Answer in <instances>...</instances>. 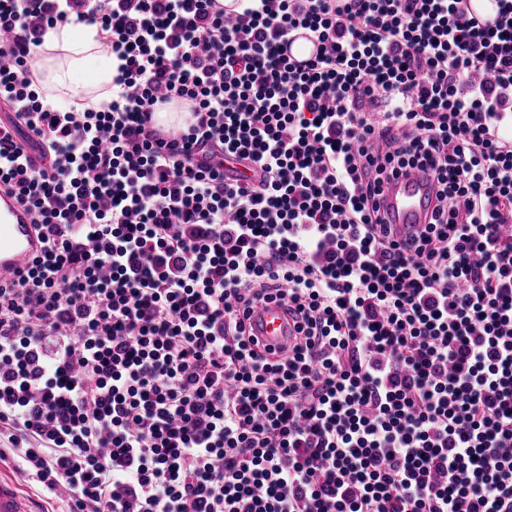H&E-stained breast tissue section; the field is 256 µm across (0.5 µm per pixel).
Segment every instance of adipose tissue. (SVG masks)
I'll use <instances>...</instances> for the list:
<instances>
[{
    "mask_svg": "<svg viewBox=\"0 0 512 512\" xmlns=\"http://www.w3.org/2000/svg\"><path fill=\"white\" fill-rule=\"evenodd\" d=\"M31 67L48 103L83 110L112 98V54L97 26L67 23L48 30Z\"/></svg>",
    "mask_w": 512,
    "mask_h": 512,
    "instance_id": "adipose-tissue-1",
    "label": "adipose tissue"
}]
</instances>
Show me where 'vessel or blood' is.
<instances>
[{
	"mask_svg": "<svg viewBox=\"0 0 512 512\" xmlns=\"http://www.w3.org/2000/svg\"><path fill=\"white\" fill-rule=\"evenodd\" d=\"M317 44L305 33L293 34L284 44V53L299 65L308 50ZM437 191L433 176L421 169L403 173L384 189L380 205L395 231L407 234L428 224ZM44 248L27 209L15 196L0 195V282L15 279ZM253 334L260 345L287 350L293 323L287 307L271 301L259 305L250 319ZM0 512H33L31 502L11 479L0 477Z\"/></svg>",
	"mask_w": 512,
	"mask_h": 512,
	"instance_id": "vessel-or-blood-1",
	"label": "vessel or blood"
}]
</instances>
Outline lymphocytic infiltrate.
<instances>
[{"label": "lymphocytic infiltrate", "mask_w": 512, "mask_h": 512, "mask_svg": "<svg viewBox=\"0 0 512 512\" xmlns=\"http://www.w3.org/2000/svg\"><path fill=\"white\" fill-rule=\"evenodd\" d=\"M0 0V462L68 512H512V0ZM98 25L112 100L45 99ZM304 30V66L283 43ZM188 110L182 126L153 120ZM427 167L407 246L377 198ZM285 303L268 357L246 327ZM31 67L50 104L61 102L79 111L112 99V52L97 25L66 23L49 29ZM84 72L90 78L83 81L78 75ZM43 248L27 209L14 195H0V282L15 279ZM250 322L261 346L276 351L288 349L293 336V323L284 304L271 301L259 305L251 315Z\"/></svg>", "instance_id": "lymphocytic-infiltrate-1"}]
</instances>
